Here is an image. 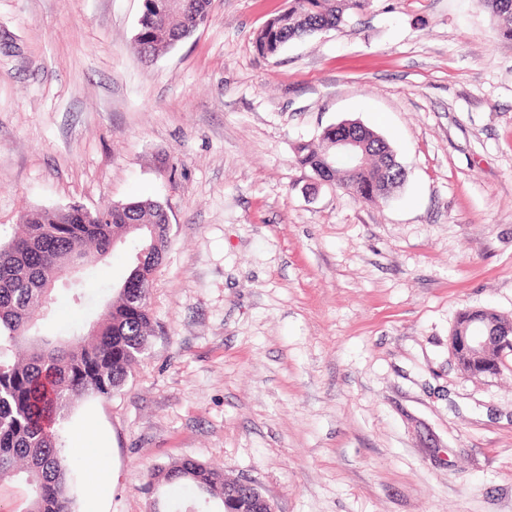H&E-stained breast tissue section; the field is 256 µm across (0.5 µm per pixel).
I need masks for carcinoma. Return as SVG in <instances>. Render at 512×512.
Instances as JSON below:
<instances>
[{"instance_id":"cac0c4a2","label":"carcinoma","mask_w":512,"mask_h":512,"mask_svg":"<svg viewBox=\"0 0 512 512\" xmlns=\"http://www.w3.org/2000/svg\"><path fill=\"white\" fill-rule=\"evenodd\" d=\"M501 21L500 34L512 40V0H480ZM368 0H288L258 34L259 54L274 57L291 40L312 36L342 24L361 11ZM212 0H179L158 11L154 0H143L135 52L151 62L187 39L203 24ZM361 144L364 165L353 172L346 164L323 169L336 153L341 130H324L321 144L296 147L298 165L311 172L324 170L328 180L366 202L391 194L404 181L403 167L383 137L368 127L353 125ZM168 214L152 199L116 202L94 213L73 210H31L19 231L0 244V345L26 346L23 356L0 357V482L23 484L28 492L24 512H75V467L68 462L58 436L73 401L82 396L109 397L125 382L131 367L147 350L153 333L150 299H133L138 289H118L97 321L72 335L31 333L51 311L55 297L45 288L57 272L80 268L110 252L113 243L131 236L168 235ZM187 483L216 512L252 502L260 512L256 487L237 489L238 480L224 478V470L184 460L150 475L148 488Z\"/></svg>"}]
</instances>
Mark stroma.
I'll return each instance as SVG.
<instances>
[{"instance_id":"1","label":"stroma","mask_w":512,"mask_h":512,"mask_svg":"<svg viewBox=\"0 0 512 512\" xmlns=\"http://www.w3.org/2000/svg\"><path fill=\"white\" fill-rule=\"evenodd\" d=\"M140 0H0V240L35 208L152 199L169 248L156 333L124 386L74 401L76 512H208L150 472L248 479L277 512H512V367L462 376L459 312L512 319V41L478 0H369L339 27L255 40L286 0H213L153 63ZM357 120L406 170L363 201L294 161ZM85 265L94 321L139 249ZM110 468L92 499L86 463Z\"/></svg>"}]
</instances>
